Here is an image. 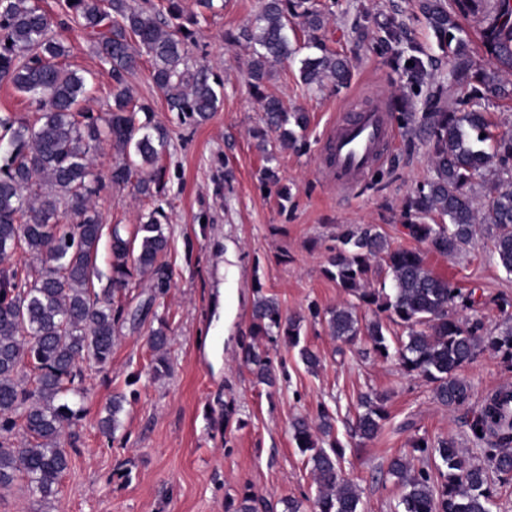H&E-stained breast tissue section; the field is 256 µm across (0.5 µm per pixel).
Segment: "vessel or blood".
<instances>
[{"instance_id":"vessel-or-blood-1","label":"vessel or blood","mask_w":512,"mask_h":512,"mask_svg":"<svg viewBox=\"0 0 512 512\" xmlns=\"http://www.w3.org/2000/svg\"><path fill=\"white\" fill-rule=\"evenodd\" d=\"M390 121L384 106L337 121L327 133L324 175L350 189L378 163L379 148L392 135Z\"/></svg>"}]
</instances>
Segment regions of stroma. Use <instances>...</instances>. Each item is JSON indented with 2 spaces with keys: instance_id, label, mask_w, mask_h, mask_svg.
Instances as JSON below:
<instances>
[{
  "instance_id": "stroma-1",
  "label": "stroma",
  "mask_w": 512,
  "mask_h": 512,
  "mask_svg": "<svg viewBox=\"0 0 512 512\" xmlns=\"http://www.w3.org/2000/svg\"><path fill=\"white\" fill-rule=\"evenodd\" d=\"M181 5L185 14L200 15L193 57L223 78L224 102L207 120L179 118L169 111L147 67H140L128 85L136 102L152 105V125L168 134L164 190L148 199L133 187L107 184L93 199L108 227L139 223L143 214L163 208L168 289L153 296V283L145 278L132 280L123 291L128 317L107 368H85L84 411L75 426L78 449L56 496L42 500L21 480L0 494V512H226L230 501L246 493L270 502L274 512H284L288 499L310 512L315 484L290 423L315 416L322 403L336 417L334 435L344 448L342 475L359 489L362 512H395L402 489L386 473L390 458L409 453L416 436L472 447L474 413L487 393L512 386V367L499 353L478 351L459 372L471 386V399L448 408L435 400L431 383L407 374L396 360L371 353L367 337L353 345L333 339L307 315L309 306L325 310L346 299L325 274L330 249L345 229L377 225L392 246L421 251L434 275L475 290L478 302L463 316L480 320L486 333L502 326L497 302L512 299V276L489 257L491 228L450 256L405 235L403 206L433 175L425 145L408 130H397L382 163L350 194H341L321 168L325 136L339 115L371 110L378 99L405 94L403 78L383 63L375 31L352 29L357 11L402 23L413 42L440 59L442 69L451 61L417 0H337L320 39L327 51L350 59L349 86L329 83L308 91L297 64L289 62L274 64L264 83L265 94L285 107H303L309 116L306 148L277 152L274 161L291 190L286 202L259 182L265 159L253 133L263 128L264 112L248 83L249 51L228 48L224 41L226 33L250 25L260 0H224L223 7L205 13L194 0ZM60 34L69 49L67 64L93 84L90 108L103 114L112 102L107 66L74 22ZM259 293L276 298L285 312L304 315V341L322 359L317 372H308L297 352L286 350V377L273 387L257 382L242 360L240 340L248 333ZM148 299L154 302L151 315L133 320ZM161 320L171 338V372L158 378L146 336ZM116 393L125 394L126 402L121 426L110 438L99 421ZM367 393L385 396L388 412L368 441L351 431L359 398ZM225 401L235 407L229 431L221 418Z\"/></svg>"
}]
</instances>
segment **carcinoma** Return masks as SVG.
Masks as SVG:
<instances>
[{"label":"carcinoma","mask_w":512,"mask_h":512,"mask_svg":"<svg viewBox=\"0 0 512 512\" xmlns=\"http://www.w3.org/2000/svg\"><path fill=\"white\" fill-rule=\"evenodd\" d=\"M482 2L453 0L457 11L450 12L446 0H420L422 16L442 51L452 58L449 71L437 77L432 59L421 47L404 45L406 31L401 25H378L379 43L390 52L389 64L402 70L408 94L424 95L422 112H405L393 103V119L427 146L434 171L405 202L406 234L450 255L469 244L477 225L490 224L496 229L492 259L512 275V133L493 135L486 113L478 110L484 103L512 100V83L503 79V74L512 73V0H494V13L482 33L487 53L497 61L494 70L473 60L456 18L458 13H476ZM64 7L109 66L112 107L100 116L82 107L91 89L84 77L64 66L68 48L52 17L35 0H0V82L27 95L39 110L32 122L0 112V434L20 428L27 438L20 448L0 439V492L13 487L23 473L32 491L45 500L57 493L71 452L77 451L79 435L66 428L78 420L83 407L67 396L78 393L82 363L88 360L103 367L112 359L117 329L125 320V307L116 294L134 277L148 276L154 281L155 298L170 280L161 262L169 238L160 221L163 209L157 206L139 224L109 229L112 288L103 294L93 288L104 230L88 206L104 186L93 168V152L101 142H109L120 160L112 165L108 182L121 187L134 180L137 192L145 197L161 194L165 176L158 165L165 135L138 117L149 115L152 107L133 102L126 75L147 59L149 78L164 94L169 110L201 120L218 111L224 90L218 75L191 60L194 32L189 26L198 19L195 14L183 15L180 0H167L162 9L146 8L139 0H64ZM327 16L315 0H261L254 22L237 35H227L228 43L245 42L252 49L248 73L253 88L259 89L270 76V62L296 60L307 88L319 89L327 81L346 85L349 62L326 51L318 37ZM296 24L307 32L303 45L290 37ZM305 48L320 54L298 58ZM450 83L466 92L460 109L448 105ZM263 111L267 130L277 134L279 147H306V112H290L274 97L264 99ZM258 138L267 162L260 180L290 199V189L280 185L276 168L270 166L275 149L268 148L265 133ZM145 165L153 171L138 176ZM489 172L497 179L480 210L472 196L473 180ZM68 214L75 222L60 223V216ZM19 247L38 266L15 267L11 260ZM377 258L385 261L391 274L389 293L370 287ZM325 272L351 297L323 314L312 309L313 317H322L328 335L345 343L368 337L375 354L393 356L407 372L433 383L434 397L443 406L471 399L470 386L457 372L478 350L498 352L512 365V302H500L504 330L478 334V324L452 315L457 308L473 307V293L435 277L420 251L392 247L373 224L342 232ZM361 307L404 325L406 339L390 347L381 320L360 323L356 310ZM146 343L154 354L153 373L167 375L170 336L164 320L150 328ZM281 345L297 350L307 370L317 371L321 359L302 342L301 318L285 314L275 298L259 293L241 344L243 362L259 383L275 386ZM124 402L121 393L112 397L100 420L103 433L115 434ZM359 406L354 432L370 439L387 419L384 401L364 395ZM334 423L323 405L317 425L305 418L291 423L292 438L308 455L317 485L312 512H361L360 494L341 474L340 443L333 439L323 446ZM470 429L475 440L487 443L478 454L452 440L423 436L411 440L413 455L389 461L387 475L403 489L401 512H494L490 474H512V390L502 389L482 401ZM416 460L421 462L418 468ZM262 508H268L266 501L245 494L233 512Z\"/></svg>","instance_id":"obj_1"}]
</instances>
